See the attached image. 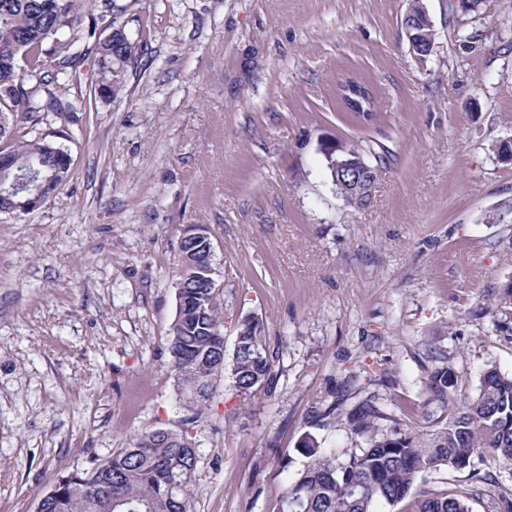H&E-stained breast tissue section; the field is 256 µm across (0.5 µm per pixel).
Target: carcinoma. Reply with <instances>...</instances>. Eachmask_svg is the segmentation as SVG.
<instances>
[{"mask_svg":"<svg viewBox=\"0 0 512 512\" xmlns=\"http://www.w3.org/2000/svg\"><path fill=\"white\" fill-rule=\"evenodd\" d=\"M75 11L76 0H0V114L9 121L44 112H89L93 100L115 98L125 90L127 68L138 61L141 48L116 25L111 0H102L95 22L112 29L109 41L97 47L103 87L63 100L69 69L82 55L76 40L62 38ZM49 145L42 138L24 140L9 155L18 166L34 160L49 172L57 162ZM177 261V277L185 288L168 352L178 383L196 378L209 363H219L221 370L230 371L241 396L257 386H271L274 356L258 323L243 321L232 355L224 351L220 304L203 281L204 270L213 268L212 244L193 242L177 253ZM456 385L446 368L428 376L422 415L431 430L425 433L381 432L379 422L386 414L367 402L350 422L352 433L367 437V447L338 454L315 435L303 436L298 448L306 462L287 485L278 512H377V506L409 496L410 512H472L469 488L411 494L420 474L463 470L476 455L512 468V375L485 370L476 393L461 404ZM212 389L182 396L183 406L200 415ZM182 436L188 437L187 432L173 438L164 428L131 436L107 459L59 476L43 495L39 512H192L198 450L181 445Z\"/></svg>","mask_w":512,"mask_h":512,"instance_id":"carcinoma-1","label":"carcinoma"}]
</instances>
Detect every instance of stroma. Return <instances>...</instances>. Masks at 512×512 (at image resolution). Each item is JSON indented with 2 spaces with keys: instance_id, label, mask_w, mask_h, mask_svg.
I'll use <instances>...</instances> for the list:
<instances>
[{
  "instance_id": "1",
  "label": "stroma",
  "mask_w": 512,
  "mask_h": 512,
  "mask_svg": "<svg viewBox=\"0 0 512 512\" xmlns=\"http://www.w3.org/2000/svg\"><path fill=\"white\" fill-rule=\"evenodd\" d=\"M423 0L438 39L419 59L409 0H114L147 65L92 112L19 123L70 157L39 209L0 214V512H36L58 476L146 429H188L195 512H277L305 433L365 447L349 413L423 429L424 383L459 395L512 374V0ZM363 77L371 120L338 87ZM338 138L384 154L369 208L339 198L321 153ZM208 227L224 348L245 319L274 356V388L219 377L196 423L167 352L175 247ZM492 482H485V475ZM512 493V469L431 470L415 491ZM404 15H403L404 21H403V18H402V25H404L406 37H407L408 43L410 45V48H411L412 52L417 57H419V59H425L428 55H430V53L432 52V50L434 48V45H435L436 33H435V30H434V27H433V30H434L435 36H434V38L432 40V44H431L430 50H428V49H426L422 45V41L420 39V36L418 34H416V33H413V31H414V24H413V21H412V10H408Z\"/></svg>"
}]
</instances>
